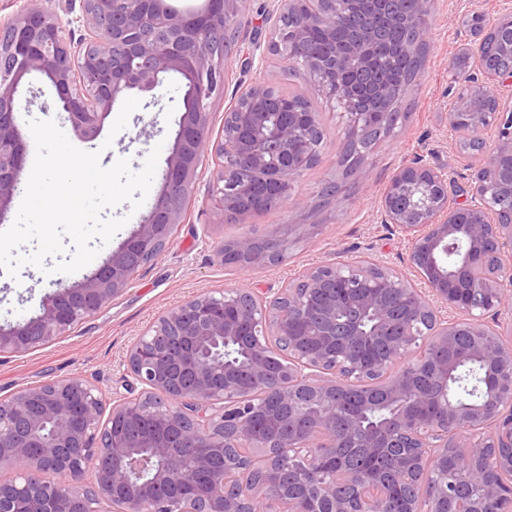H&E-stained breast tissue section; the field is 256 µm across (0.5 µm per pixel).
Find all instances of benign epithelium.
Segmentation results:
<instances>
[{
  "instance_id": "obj_1",
  "label": "benign epithelium",
  "mask_w": 512,
  "mask_h": 512,
  "mask_svg": "<svg viewBox=\"0 0 512 512\" xmlns=\"http://www.w3.org/2000/svg\"><path fill=\"white\" fill-rule=\"evenodd\" d=\"M370 2L312 0V10L294 26L286 45L278 28L294 0H276L269 14V49L303 74L319 69L317 60L295 55L292 46L309 27L321 25L331 39L336 28L357 26L358 37L340 46L313 81L318 91L340 96L351 110L346 136L354 142L367 133V124L366 113L357 111L360 100L350 73L367 70L387 52L376 29L362 20ZM49 3L27 0L20 13L0 20V216L15 197L30 148V137L18 122V91L27 76L40 73L50 80L61 108L85 139L98 135L120 97L134 89L152 91L171 74L184 81L182 115L159 197L138 229L81 283L56 289L31 317L0 326V354H23L98 311L124 291L144 261L162 251L171 227L182 223L184 207L174 197L179 190L189 191L197 178L199 157L210 145L207 109L224 89L222 58L215 54L211 28L218 18L228 26L240 19L245 0H208V8L196 13L179 12L167 0H81L79 22L89 37L77 44ZM448 69L467 83L458 106L470 110L471 138L483 144L490 136L494 146L490 152L483 147L466 155L469 168L479 161L468 203L454 199L455 179L426 163L405 164L393 175L381 198V223L410 241L407 270L334 261L307 269L300 280L305 289L282 290L260 312L243 300L257 295L252 288L206 293L171 309L129 349L132 381L125 383L126 394L112 398L105 422L102 396L84 380L52 381L0 399V466L15 460L29 466L15 480L0 483V512H14L18 498L26 512H100L104 502L112 504L113 512H243L249 499L274 497L276 512H305L304 501L282 485L279 461L300 455L306 445L279 432L281 419L292 422L303 415L328 433L336 426L339 384L367 375L399 413L391 422L368 429L360 420L361 407H348L344 441L374 455L411 449L397 473V482L411 486L436 471L448 447L461 449L457 480L430 499H411L406 512H448L450 503L454 512H484L494 504L500 512H512V111L500 108L504 88H512V66L484 68L482 78L472 79L464 60L452 57ZM398 93L399 87L387 81L371 87V97L389 108ZM275 95L272 86H253L228 112L231 128L214 146L220 159L214 181L227 218L246 215L244 202L262 185L272 187L280 201L301 205L295 182L311 154L304 127L316 125V117L292 110L271 135H257L275 112ZM460 242L466 245L463 258L450 266L448 249ZM231 251L251 268L270 262L252 237L235 239ZM486 253L494 255L496 266L478 276L475 260ZM416 274L428 282V292L413 284ZM374 275L382 279V289L357 294L355 316H338L334 294L321 301L312 322L323 341L314 355L293 350L299 336L295 316L307 313L303 294L329 288L332 280L350 286ZM386 288L399 289L426 323L424 330L401 325L393 352L408 363L394 373L359 357L366 336L363 315L372 314L379 329L397 325ZM463 330L480 337L467 358L509 387L508 403L493 406L489 398L481 404L456 402L447 389L453 365L445 363L435 368L443 418L421 419L414 406L426 395L415 386L423 368L415 350L427 337L451 346ZM244 337L254 353L251 362L242 368L224 364V342ZM272 338L288 346V364H268L264 351ZM254 390L272 404L263 427ZM148 409L178 429L179 447L191 450V464H184L163 435L115 434L116 425L134 421ZM226 448L266 452L264 479L244 494L240 463L218 466ZM482 469L495 471L498 479L482 486L478 500L458 499L459 482ZM47 472L68 478L69 489L50 486L43 479ZM337 474L354 483L356 493L343 499L336 495L335 484L318 485L316 496L325 512H388L390 486L379 477L341 467ZM204 478L209 479L205 505L177 494Z\"/></svg>"
}]
</instances>
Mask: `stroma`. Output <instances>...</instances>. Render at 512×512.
<instances>
[{"mask_svg":"<svg viewBox=\"0 0 512 512\" xmlns=\"http://www.w3.org/2000/svg\"><path fill=\"white\" fill-rule=\"evenodd\" d=\"M273 6L274 0H246L249 24L242 28L235 47L224 58V91L211 103L208 137L214 143L221 140L225 113L254 84L264 82L285 94L303 93L311 100L326 132L320 163L301 173L296 182L303 205L288 202L269 213L236 221L225 219L211 179L216 158L213 152H205L188 193L185 218L164 251L138 269L120 296L65 335L21 355H0V398L51 380L83 379L98 387L104 403H111L113 390L122 387L123 360L135 338L158 315L196 295L241 286L274 292L295 281L305 267L356 256L406 268L410 251L407 240L377 219L378 198L399 165L420 158L452 172L459 186L468 188L461 137L448 123V104L455 84L448 59L472 40L459 15L475 11L487 21H494L501 13L502 0H430L431 37L426 64L405 98L408 118L400 130L373 148L365 161L367 179L350 178L346 191L329 203L322 202L319 191L326 180L338 176L336 155L346 139V116L335 102L294 77L287 63L269 51L271 24L267 16ZM182 93L181 81L175 76L168 78L161 90L134 91L141 106L130 115L126 128L112 133L116 117L111 114L99 135L88 140L74 131L67 113L58 105L52 83L32 74L21 86L23 109L18 121L24 128L32 119L54 120L75 147L99 152L103 167L126 158L132 171L137 172L152 149L168 156L178 128ZM161 182V176H154L140 208L125 202L111 209V216L125 218L126 223L84 270L56 272L51 257L45 260L52 269L48 275L31 265L23 266L15 278L0 270V325L33 314L45 296L57 288L78 284L85 273L99 268L149 213ZM292 224H314L318 231L310 238H295L282 262L239 270L224 266L217 255L224 238L280 234Z\"/></svg>","mask_w":512,"mask_h":512,"instance_id":"obj_1","label":"stroma"}]
</instances>
